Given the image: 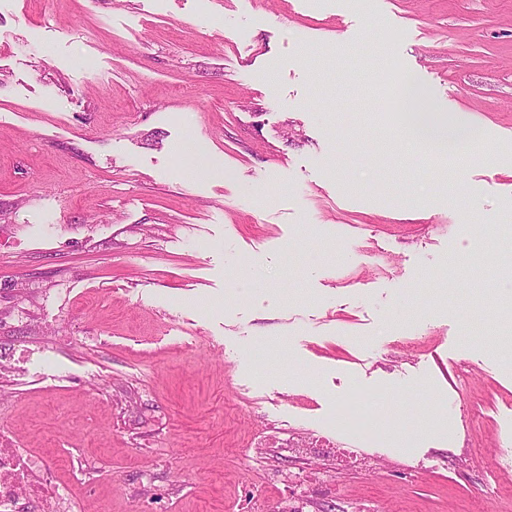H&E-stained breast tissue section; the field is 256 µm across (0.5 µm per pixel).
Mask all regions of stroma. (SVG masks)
<instances>
[{"label":"stroma","mask_w":512,"mask_h":512,"mask_svg":"<svg viewBox=\"0 0 512 512\" xmlns=\"http://www.w3.org/2000/svg\"><path fill=\"white\" fill-rule=\"evenodd\" d=\"M359 396L322 512H512V0H0V435L77 512H258L310 481L257 432ZM409 90L404 98L412 104L407 112L410 113L407 133L412 138L426 142L447 145L464 135V130L458 127L442 125L433 119L432 112L416 110V107L423 100L421 85L414 79H409Z\"/></svg>","instance_id":"35a3bbf8"}]
</instances>
